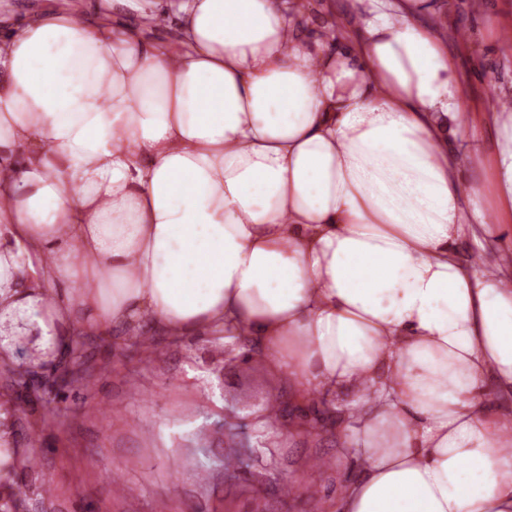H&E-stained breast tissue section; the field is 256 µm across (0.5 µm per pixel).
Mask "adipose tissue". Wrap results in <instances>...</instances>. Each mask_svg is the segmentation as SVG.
<instances>
[{
    "instance_id": "obj_1",
    "label": "adipose tissue",
    "mask_w": 512,
    "mask_h": 512,
    "mask_svg": "<svg viewBox=\"0 0 512 512\" xmlns=\"http://www.w3.org/2000/svg\"><path fill=\"white\" fill-rule=\"evenodd\" d=\"M430 0H54L0 14V364L40 334L246 345L315 389L356 477L336 512H512V281L459 255L512 223L459 172L477 121ZM172 29L165 39L146 32ZM30 451L0 397V502ZM305 7L304 18L306 23L312 26L322 27L329 23L333 17L330 5L334 6V11L339 13L346 1L343 0H303Z\"/></svg>"
}]
</instances>
